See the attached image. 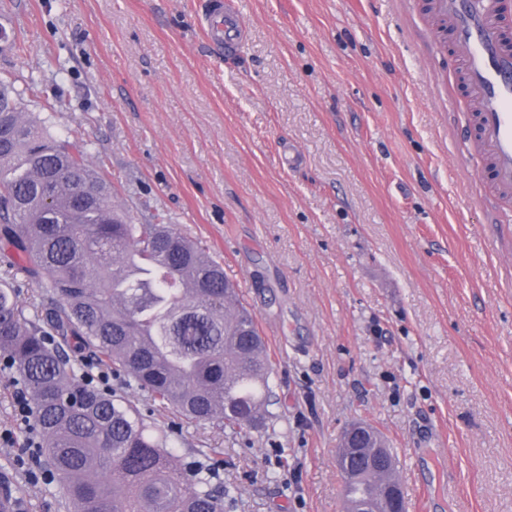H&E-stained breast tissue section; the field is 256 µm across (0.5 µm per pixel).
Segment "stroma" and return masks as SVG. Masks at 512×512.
I'll use <instances>...</instances> for the list:
<instances>
[{
    "instance_id": "35a3bbf8",
    "label": "stroma",
    "mask_w": 512,
    "mask_h": 512,
    "mask_svg": "<svg viewBox=\"0 0 512 512\" xmlns=\"http://www.w3.org/2000/svg\"><path fill=\"white\" fill-rule=\"evenodd\" d=\"M202 2L0 0L25 111L80 128L136 223L206 244L268 338L266 430L157 424L181 462L222 449L234 512H342L336 449L359 421L407 506L512 512V207L473 151L450 37L427 0H242L228 60ZM16 388L0 371V484L62 512L20 464Z\"/></svg>"
}]
</instances>
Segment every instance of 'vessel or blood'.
Returning a JSON list of instances; mask_svg holds the SVG:
<instances>
[{"label":"vessel or blood","mask_w":512,"mask_h":512,"mask_svg":"<svg viewBox=\"0 0 512 512\" xmlns=\"http://www.w3.org/2000/svg\"><path fill=\"white\" fill-rule=\"evenodd\" d=\"M502 5L503 0H433L432 16L452 30L454 54L477 114V146L490 165L496 194L507 203L512 201V51L505 46ZM208 24L219 50H239L245 26L238 11L212 0Z\"/></svg>","instance_id":"vessel-or-blood-1"}]
</instances>
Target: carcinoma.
Masks as SVG:
<instances>
[{
  "instance_id": "carcinoma-1",
  "label": "carcinoma",
  "mask_w": 512,
  "mask_h": 512,
  "mask_svg": "<svg viewBox=\"0 0 512 512\" xmlns=\"http://www.w3.org/2000/svg\"><path fill=\"white\" fill-rule=\"evenodd\" d=\"M0 78V355L34 398L65 512H224L233 492L199 448L177 463L168 435L129 397L88 381L81 362L121 373L129 390L188 426L231 433L267 427L276 396L254 315L200 242L172 224H135L112 206V184L78 131L26 115ZM194 279L180 288L155 255ZM23 274L36 294L21 301ZM344 504L374 499L380 473L341 474Z\"/></svg>"
}]
</instances>
